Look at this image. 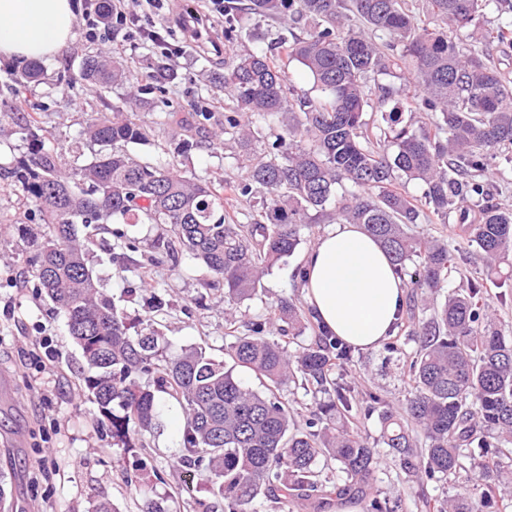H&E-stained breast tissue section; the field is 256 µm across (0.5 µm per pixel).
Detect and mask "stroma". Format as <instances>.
<instances>
[{
    "instance_id": "stroma-1",
    "label": "stroma",
    "mask_w": 512,
    "mask_h": 512,
    "mask_svg": "<svg viewBox=\"0 0 512 512\" xmlns=\"http://www.w3.org/2000/svg\"><path fill=\"white\" fill-rule=\"evenodd\" d=\"M122 6L142 22L165 26L171 41L186 46L185 55L172 61L180 81L167 93L166 104L148 113V120L160 122L166 113L188 112L191 101L204 97L215 100L214 120L222 122L231 101L208 82L209 76L223 72L229 57L228 51L219 47L224 40L222 16L209 12L204 0H164L158 8L147 0H122ZM119 43L126 47L124 61L139 80H146L157 56L129 29H113L111 39L95 42L75 34L57 57L44 62L40 81L26 91L30 102L43 107L41 123L32 132L25 130L21 112L11 105V86L20 70L0 65V124L9 131L0 143V378L7 383L0 398V480L8 488L0 512H93L102 500L112 503L116 512H143L146 504L154 501L164 502L170 512H203L207 507L224 512L223 500L212 497L203 484L191 481L183 471L179 457L185 420L176 404H166L161 426L150 436L148 448L129 451L113 443L108 426L99 423L97 406L84 389V360L68 334L64 317L33 286L28 260L45 228L18 221L24 200L9 173L27 156L32 139L68 151L92 114L104 111L106 105L122 104L123 87L113 88L102 101L93 94L71 98L62 84L63 79L78 73L85 54L109 56ZM239 153V147L228 141L220 155L193 150L178 157L177 163L190 176H221L233 181L240 177ZM329 225L325 215H313L311 224L301 232L296 253L264 278L262 286L269 296L303 302L304 291L294 278L295 270ZM415 231L447 236L449 249L461 256L456 271L448 276L452 286L478 277L477 266L465 261L472 248L455 221L424 220L416 224ZM131 232L140 241L139 249L128 253L130 269L121 274L101 245L106 232L93 235L89 265L107 295L136 320L144 317L151 294H159L164 306L156 320L163 333L165 356L174 358L184 349L198 347L223 360L231 341V323L240 324L261 313V302L247 300L228 308L222 291L206 288L208 271L193 262L185 263L178 272L157 265L148 275H141L139 264L152 253L154 240L165 235L166 229L140 224ZM40 336L51 337L56 351L54 361L44 365L39 362L44 351L35 344ZM399 343L401 353L389 360L379 347L355 350L348 378L361 395H380L400 409L409 388L401 367L416 345L404 337ZM378 454L385 459L386 448H379ZM476 477V470L466 463L450 482L422 487L385 459L373 491L389 500L395 512H426L424 500L465 493Z\"/></svg>"
}]
</instances>
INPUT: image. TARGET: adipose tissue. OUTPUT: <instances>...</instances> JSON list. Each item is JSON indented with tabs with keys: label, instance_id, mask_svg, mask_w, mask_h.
Masks as SVG:
<instances>
[{
	"label": "adipose tissue",
	"instance_id": "1",
	"mask_svg": "<svg viewBox=\"0 0 512 512\" xmlns=\"http://www.w3.org/2000/svg\"><path fill=\"white\" fill-rule=\"evenodd\" d=\"M77 0H0V59L49 60L73 38ZM305 298L346 343L371 349L389 336L405 285L380 244L356 224H333L304 258Z\"/></svg>",
	"mask_w": 512,
	"mask_h": 512
}]
</instances>
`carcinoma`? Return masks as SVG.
<instances>
[{"mask_svg": "<svg viewBox=\"0 0 512 512\" xmlns=\"http://www.w3.org/2000/svg\"><path fill=\"white\" fill-rule=\"evenodd\" d=\"M429 2L445 27L417 18L407 0H224V40L232 46L241 39L243 12L264 20L296 14L311 27L303 37L283 33L267 50L233 51L218 77L233 104L220 133L209 129L205 99L189 115L171 112L162 123L141 116L164 102L166 85L178 78L164 60L154 64L152 82L141 85L123 60L88 55L79 81H67L65 91L87 85L101 98L116 86L131 88L124 106L95 114L82 131L100 147L97 157L76 166L79 146L70 148L68 161L34 139L28 158L10 171L25 200L21 223L49 229L30 260L33 286L66 317L85 361V389L113 442L137 447L159 426L163 401L178 404L185 415L180 463L224 499V512H251L264 491L278 493L285 508L352 495L363 512H394L370 492L375 451L350 427L356 394L342 371L353 362L351 346L280 297L264 300L265 313L233 336L226 349L231 366L195 348L163 359L150 324L161 306L131 333L133 323L87 266L78 226L164 225L169 237L156 240L149 264L177 271L184 259L196 260L212 275L207 287L223 286L224 298L238 304L258 296L263 277L296 252L312 211L363 226L413 293L434 296L456 257L444 237H418L410 228L424 214L444 224L456 214L484 279L447 292L429 317L418 316L414 304L407 312V335L418 347L407 361L405 410L420 435L375 394L365 413L378 412L382 443L421 484L448 479L463 457L478 469L471 493L426 502L433 512H499V491L512 484V468L486 463L512 446V336L496 324L486 298L489 284L512 288V208L492 202L485 179L489 159L512 162V80L462 35L493 8L498 23L483 30V41L512 46V0ZM353 20L362 27L353 28ZM375 35L387 37V50ZM295 63L311 75V91L291 85ZM41 74L33 61L14 81L15 108L28 129L39 124L40 109L20 93ZM405 74L417 93L382 113L380 123L368 116L367 79ZM284 112L288 124L266 150L253 149L261 122ZM419 114L428 121L417 120ZM226 135L243 149L245 176L224 193L212 180L186 176L173 160L151 163L129 149L149 144L180 156L204 146L216 153ZM399 180L419 183L421 196L396 190ZM256 193L262 195L257 215L244 222L230 216L226 198ZM109 249L134 252L137 240L115 229ZM307 329L310 342L294 343ZM237 369L261 380L264 391ZM296 381L323 395L301 426L280 394ZM321 457L336 461L344 484L321 478Z\"/></svg>", "mask_w": 512, "mask_h": 512, "instance_id": "cac0c4a2", "label": "carcinoma"}]
</instances>
